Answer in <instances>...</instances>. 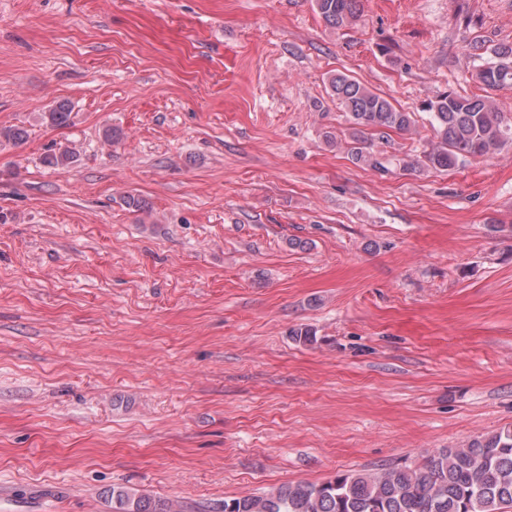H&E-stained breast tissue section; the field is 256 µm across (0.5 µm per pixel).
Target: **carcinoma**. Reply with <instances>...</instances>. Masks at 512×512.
Listing matches in <instances>:
<instances>
[{"label":"carcinoma","instance_id":"1","mask_svg":"<svg viewBox=\"0 0 512 512\" xmlns=\"http://www.w3.org/2000/svg\"><path fill=\"white\" fill-rule=\"evenodd\" d=\"M327 26L340 28L363 12L362 0H314ZM485 91L512 89V44L491 48L476 69ZM330 96L349 115L354 160L375 170L382 158L361 147L367 130L411 129V113L402 112L361 81L338 72L328 79ZM436 142L425 154L426 166L447 170L467 157H489L512 147V127L503 125L500 109L488 95L445 92L427 104ZM65 102L51 106L45 120L66 125ZM69 150L48 153L43 162L67 167ZM113 512H181L172 500L129 489L109 492ZM224 512H512V427L480 437L462 448H449L415 466L340 473L320 484L289 483L262 495L224 500Z\"/></svg>","mask_w":512,"mask_h":512}]
</instances>
